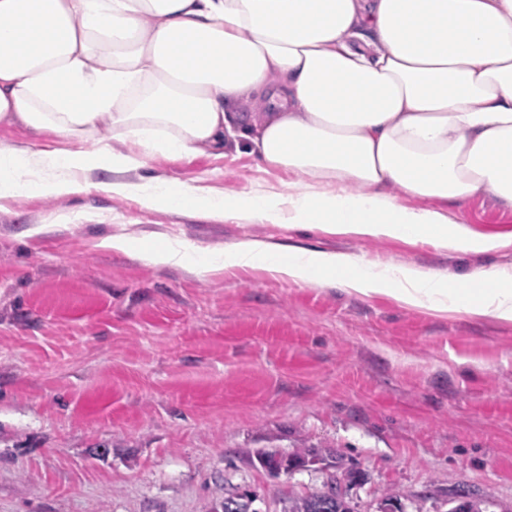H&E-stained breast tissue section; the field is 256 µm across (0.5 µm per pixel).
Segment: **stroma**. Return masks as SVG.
<instances>
[{
  "instance_id": "stroma-1",
  "label": "stroma",
  "mask_w": 512,
  "mask_h": 512,
  "mask_svg": "<svg viewBox=\"0 0 512 512\" xmlns=\"http://www.w3.org/2000/svg\"><path fill=\"white\" fill-rule=\"evenodd\" d=\"M145 174L229 194L294 181L232 144L155 157ZM453 208L500 251L152 210L95 188L0 201V512H207L245 490L255 512H283L327 473L272 477L256 453L301 438L359 472L355 512L390 489L404 512L430 510L462 486L512 506V323L103 245L256 239L451 282L493 265L512 276V210L488 196Z\"/></svg>"
}]
</instances>
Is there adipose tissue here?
I'll list each match as a JSON object with an SVG mask.
<instances>
[{"mask_svg":"<svg viewBox=\"0 0 512 512\" xmlns=\"http://www.w3.org/2000/svg\"><path fill=\"white\" fill-rule=\"evenodd\" d=\"M0 123L64 143L0 146V198L101 190L149 209L324 225L455 251L498 240L400 204L489 195L512 209V0H0ZM245 138L295 191L221 194L131 179L159 154ZM140 259L205 275L259 266L434 312L512 322V288L256 240L201 253L145 242Z\"/></svg>","mask_w":512,"mask_h":512,"instance_id":"adipose-tissue-1","label":"adipose tissue"}]
</instances>
